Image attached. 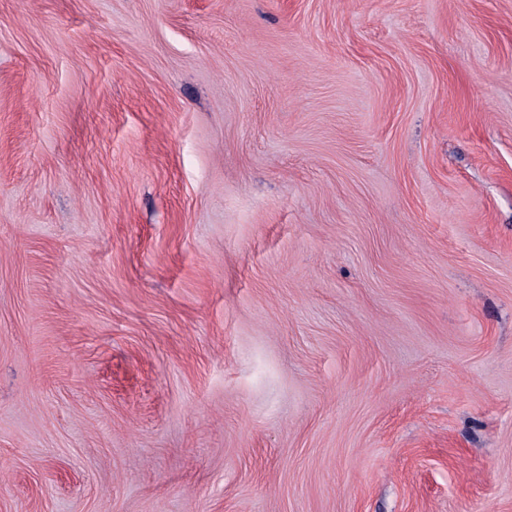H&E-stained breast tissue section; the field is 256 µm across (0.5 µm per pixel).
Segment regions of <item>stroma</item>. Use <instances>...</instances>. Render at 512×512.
I'll list each match as a JSON object with an SVG mask.
<instances>
[{"label": "stroma", "instance_id": "stroma-1", "mask_svg": "<svg viewBox=\"0 0 512 512\" xmlns=\"http://www.w3.org/2000/svg\"><path fill=\"white\" fill-rule=\"evenodd\" d=\"M0 512H512V0H0Z\"/></svg>", "mask_w": 512, "mask_h": 512}]
</instances>
